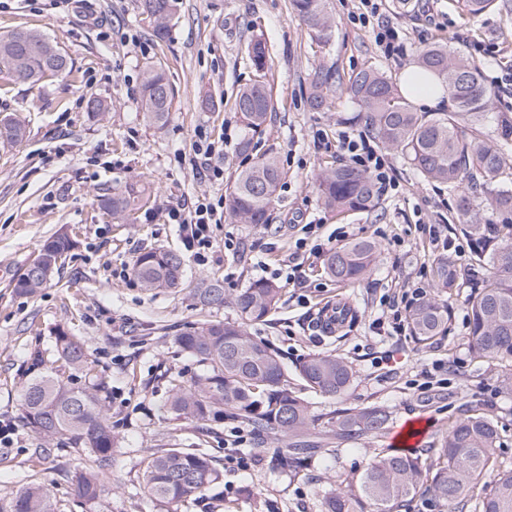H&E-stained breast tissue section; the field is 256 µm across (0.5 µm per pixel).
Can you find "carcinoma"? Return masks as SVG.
Instances as JSON below:
<instances>
[{
	"instance_id": "cac0c4a2",
	"label": "carcinoma",
	"mask_w": 512,
	"mask_h": 512,
	"mask_svg": "<svg viewBox=\"0 0 512 512\" xmlns=\"http://www.w3.org/2000/svg\"><path fill=\"white\" fill-rule=\"evenodd\" d=\"M512 7L509 0H464L466 12L477 16L493 7ZM293 12L315 37L329 39L326 0H291ZM154 36L164 40L169 32L176 0H141ZM249 56L260 79L239 92L235 106L246 127L261 132L274 110L272 88L266 80L267 49L260 39L249 44ZM36 83L50 76H68L72 64L45 35L17 30L0 36V73ZM416 81L439 86L448 110L431 115L414 111L409 101L384 74L373 68L350 75L347 92L358 106L366 129L386 148L397 153L425 181L458 189L457 215L461 230L475 243L466 267L451 257L432 267V292L408 313V326L417 347L432 343L448 328V306L443 294L464 282L470 285L468 301V346L480 361L512 362V187L493 186L496 177L512 164V116L498 117L501 136L492 146L483 139L482 121L492 96L479 68L432 43L418 52ZM336 82L330 69L311 79L310 104L319 109ZM172 106L164 72L151 67L144 72L142 110L144 119L163 126ZM24 125L16 117L0 118V145L22 140ZM282 172L276 157L264 155L239 171L228 196V215L239 224H265ZM318 189L326 208L340 215L371 212L379 191L372 177L341 165L323 170ZM143 189L131 184L125 190L100 199L116 223L127 217L132 202ZM489 209L500 223L486 221ZM75 240L65 234L48 239L39 257L44 262L65 257ZM378 247L357 240L329 253L324 271L342 284L369 276ZM132 275L148 290L176 289L183 285L184 261L176 253L149 250L136 257ZM47 283L27 267L17 278L16 290L34 295ZM204 308L232 305L234 322L205 320L189 322L176 336L177 343L206 365V371L187 386L172 384L168 401L178 415L206 423L217 415L247 421L257 435L274 442L288 437V449L276 455L275 466L296 472L314 455L348 441L383 434L391 413L384 405L343 408L326 421L311 412L309 403L288 387V371L280 356L249 331L262 324L281 299V288L269 281H255L229 297L223 283L203 281L191 289ZM56 361L26 387L22 396V422L50 453L64 441L86 457L89 467L75 475L76 495L97 503L101 480L112 465L119 442L107 415V384L94 374L84 344L73 334H55ZM88 379L75 385L79 377ZM351 365L335 353L316 354L298 368L303 386L322 395L342 398L352 382ZM483 495L474 489L489 476ZM223 477L215 460L190 448H158L143 459V492L164 504L188 505L204 498ZM426 496L441 506L459 512H512V469L500 457L498 422L472 401L436 445L415 453L390 449L377 452L359 474L345 475L326 492L321 512H411L414 500ZM11 512H55L45 484L31 482L17 494Z\"/></svg>"
}]
</instances>
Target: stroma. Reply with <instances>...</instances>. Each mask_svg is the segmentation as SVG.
<instances>
[{
  "mask_svg": "<svg viewBox=\"0 0 512 512\" xmlns=\"http://www.w3.org/2000/svg\"><path fill=\"white\" fill-rule=\"evenodd\" d=\"M139 0H0V35L35 30L53 40L73 62V75L32 84L0 75V114H16L26 135L0 149V422H12L11 443L0 444V512H9L16 493L33 481L45 482L57 512H167L141 490L142 461L155 448H195L212 456L222 481L201 501L177 512H319L318 496L335 473L361 471L374 448H394L408 423L422 430L419 447L438 443L465 404L478 400L498 421L504 459L512 462V394L500 392L495 362L473 360L468 349V289L445 295L447 330L432 344L416 348L410 336L375 335L372 322L380 301L414 283L430 285L431 268L443 253L428 225L453 241L468 238L457 226L456 190L419 178L394 152L386 157L399 183L396 194L380 199L372 213L337 215L323 206L317 188L321 170L346 163L341 132L365 126L346 92L356 71L375 68L394 83L412 67L419 48L441 40L474 62L495 94L491 110L512 113V91L501 85L512 77V11L491 9L472 17L461 0H419L418 11L401 12L382 0L380 19L396 27L402 46L385 54L376 43L375 24L357 19L359 0H327L331 37L321 44L293 14L291 0H177L165 41L156 40L138 9ZM262 37L268 49L267 78L275 111L255 148L239 145L248 133L234 101L256 72L248 44ZM165 69L174 99L164 127L148 125L141 110L145 68ZM330 69L338 80L321 109L309 105L315 71ZM109 105L105 114L90 99ZM225 140L220 164L224 177L213 181L193 170L200 138ZM275 152L284 172L266 224L230 220L212 227L209 260H185L186 287L147 291L133 277L136 257L150 248L182 252L177 225L168 208L203 195L227 197L236 172L258 155ZM145 188L149 201L137 203L125 224L113 223L99 196L129 183ZM322 227L323 236L345 230L349 240L376 243L379 256L371 275L341 285L322 271L316 258L304 260L300 282L279 278L282 303L255 336L277 352L296 382V368L310 355L334 351L351 364L352 386L345 399L305 390L312 411L330 417L343 406L380 404L392 417L386 432L366 443L344 445L337 457L312 458L296 473L276 468V447L250 436L244 452L248 470L227 462L224 433L236 426L227 417L210 430L174 413L167 401L171 377L190 383L202 365L176 341L179 330L199 319L233 321L232 306L204 309L188 290L218 278L227 293L263 278L295 256L304 224ZM74 233L78 246L32 296L17 294L12 281L37 256L45 240ZM347 301L352 317L332 336L317 328L323 304ZM65 329L85 343L88 357L109 385L108 414L119 444L104 480L100 509L72 492L84 469L83 457L57 443L45 462L36 459L38 440L20 424L22 392L35 375V353L54 358L55 334ZM392 352L388 365L376 356ZM440 371L444 387L422 393L409 382Z\"/></svg>",
  "mask_w": 512,
  "mask_h": 512,
  "instance_id": "35a3bbf8",
  "label": "stroma"
}]
</instances>
